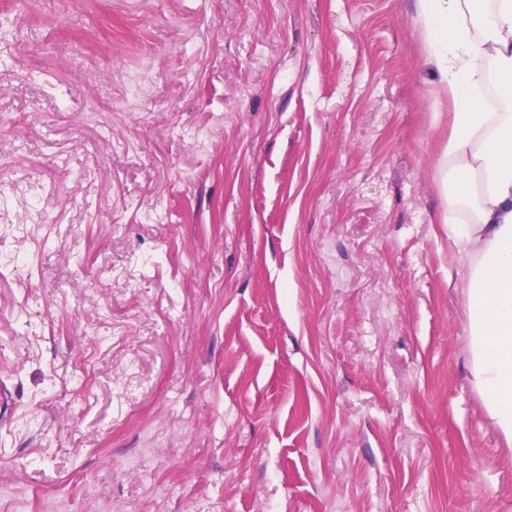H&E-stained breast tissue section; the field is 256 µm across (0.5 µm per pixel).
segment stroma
Instances as JSON below:
<instances>
[{
	"mask_svg": "<svg viewBox=\"0 0 512 512\" xmlns=\"http://www.w3.org/2000/svg\"><path fill=\"white\" fill-rule=\"evenodd\" d=\"M440 79L414 0H0V512H512Z\"/></svg>",
	"mask_w": 512,
	"mask_h": 512,
	"instance_id": "obj_1",
	"label": "stroma"
}]
</instances>
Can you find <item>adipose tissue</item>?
<instances>
[{
    "instance_id": "1",
    "label": "adipose tissue",
    "mask_w": 512,
    "mask_h": 512,
    "mask_svg": "<svg viewBox=\"0 0 512 512\" xmlns=\"http://www.w3.org/2000/svg\"><path fill=\"white\" fill-rule=\"evenodd\" d=\"M415 10L452 103L441 221L467 300L471 381L511 448L512 0H415Z\"/></svg>"
}]
</instances>
